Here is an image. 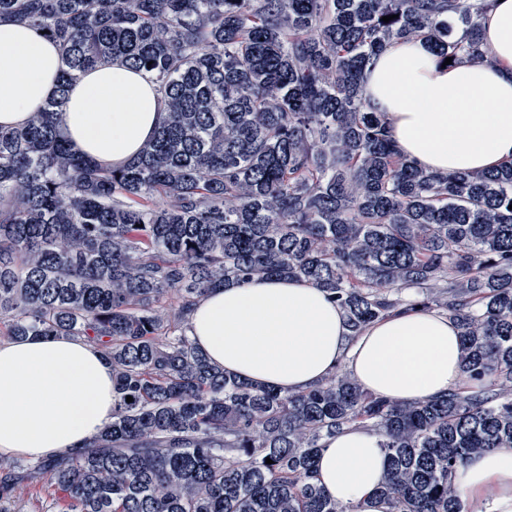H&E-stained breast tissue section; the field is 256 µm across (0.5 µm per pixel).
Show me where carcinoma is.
I'll use <instances>...</instances> for the list:
<instances>
[{"label":"carcinoma","mask_w":512,"mask_h":512,"mask_svg":"<svg viewBox=\"0 0 512 512\" xmlns=\"http://www.w3.org/2000/svg\"><path fill=\"white\" fill-rule=\"evenodd\" d=\"M492 2L0 0V20L60 56L56 96L0 126V328L93 342L113 383L112 421L85 448L0 460V512L39 484L61 512H355L315 475L354 425L388 457L383 512H461L456 467L512 448V162L419 167L362 76L419 37L441 64L482 61ZM112 61L149 73L168 112L121 168L58 127L69 86ZM271 277L321 288L354 338L404 306L448 315L464 385L390 400L338 367L283 393L210 364L192 306Z\"/></svg>","instance_id":"cac0c4a2"}]
</instances>
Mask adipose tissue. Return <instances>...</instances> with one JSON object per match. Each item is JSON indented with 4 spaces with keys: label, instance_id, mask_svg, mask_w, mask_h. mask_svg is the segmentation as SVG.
Segmentation results:
<instances>
[{
    "label": "adipose tissue",
    "instance_id": "obj_1",
    "mask_svg": "<svg viewBox=\"0 0 512 512\" xmlns=\"http://www.w3.org/2000/svg\"><path fill=\"white\" fill-rule=\"evenodd\" d=\"M484 60L444 67L424 40L387 46L364 76L399 151L427 171L491 170L512 161V0L482 23ZM57 46L28 25L0 20V125L24 124L53 96ZM167 116L149 73L121 62L71 88L61 134L97 163L122 167ZM188 330L228 373L300 392L345 367L366 390L420 401L461 387V338L447 315L420 306L390 312L358 338L321 289L304 280H254L206 292ZM112 419V366L81 338L0 341V457L76 451ZM387 469L380 439L353 427L326 441L317 480L355 512H377ZM464 512H512V448L469 458L453 474Z\"/></svg>",
    "mask_w": 512,
    "mask_h": 512
}]
</instances>
